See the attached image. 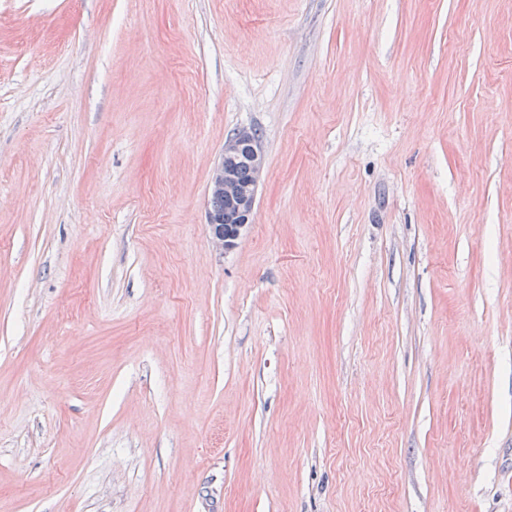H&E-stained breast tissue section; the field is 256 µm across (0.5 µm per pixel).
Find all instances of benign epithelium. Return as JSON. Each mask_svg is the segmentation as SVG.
<instances>
[{
    "mask_svg": "<svg viewBox=\"0 0 512 512\" xmlns=\"http://www.w3.org/2000/svg\"><path fill=\"white\" fill-rule=\"evenodd\" d=\"M240 165L247 166L250 173V180L244 185L237 177ZM263 168L261 141L253 133L239 132L225 141L224 153L212 172L210 190L213 195L224 196L227 205L235 210L238 221L226 224L224 214L208 211L207 224L217 250L224 253L233 250L243 231L252 223Z\"/></svg>",
    "mask_w": 512,
    "mask_h": 512,
    "instance_id": "7a95c632",
    "label": "benign epithelium"
}]
</instances>
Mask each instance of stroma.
Wrapping results in <instances>:
<instances>
[{"label": "stroma", "mask_w": 512, "mask_h": 512, "mask_svg": "<svg viewBox=\"0 0 512 512\" xmlns=\"http://www.w3.org/2000/svg\"><path fill=\"white\" fill-rule=\"evenodd\" d=\"M0 512H512V0H0ZM239 165H246L248 169L241 168L237 177ZM263 168L261 141L253 132H239L225 141L224 153L212 172L210 183L213 194L210 196V209L224 214L211 210L207 213L211 240L217 250L223 253L233 250L243 231L252 223ZM249 173L251 176L248 181ZM224 201L235 210L238 221L234 212H224Z\"/></svg>", "instance_id": "stroma-1"}]
</instances>
